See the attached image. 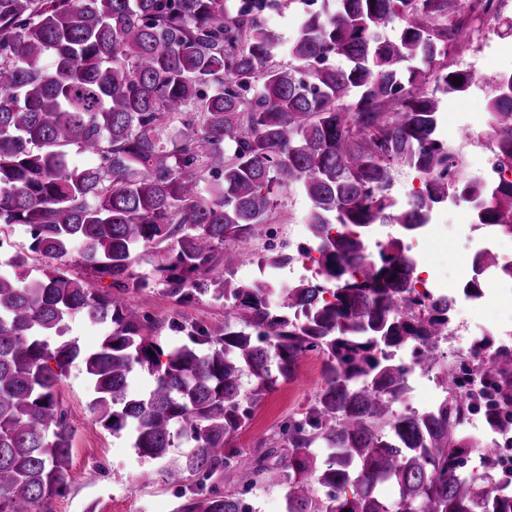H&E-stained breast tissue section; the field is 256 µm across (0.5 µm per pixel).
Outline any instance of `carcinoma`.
<instances>
[{"instance_id":"carcinoma-1","label":"carcinoma","mask_w":512,"mask_h":512,"mask_svg":"<svg viewBox=\"0 0 512 512\" xmlns=\"http://www.w3.org/2000/svg\"><path fill=\"white\" fill-rule=\"evenodd\" d=\"M228 2L0 0V227L27 225L39 261H0V512H52L67 489L74 415L58 381L76 360L89 410L114 434L132 424L139 456L165 462L193 442L164 469L188 480L179 512H252L257 483L285 486L284 512H512V470L495 452L482 454L483 484L460 473L468 411L512 432V346L473 400L458 393L463 365L431 410L397 413L406 366L389 350L436 366L448 311L411 312L421 300L400 292L415 264L401 238L369 257L374 225L416 233L449 201L512 232V74L487 107L495 176L450 185L441 97L471 82L444 63L471 34L458 0H322L285 47L261 20L265 0ZM390 26L397 36L381 37ZM400 166L423 178L404 203L391 194ZM291 190L309 205L316 276L280 285L293 260L280 251L237 280L241 244ZM77 244V263L110 288L63 267ZM147 290L178 305L207 297L224 323L155 320L126 299ZM77 313L109 328L92 351L64 339ZM166 328L184 335L167 354ZM309 352L323 386L244 454L239 432ZM137 367L154 377L141 396L128 389ZM388 482L393 503L378 492Z\"/></svg>"}]
</instances>
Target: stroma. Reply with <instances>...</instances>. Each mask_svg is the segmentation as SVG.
Returning <instances> with one entry per match:
<instances>
[{
	"label": "stroma",
	"mask_w": 512,
	"mask_h": 512,
	"mask_svg": "<svg viewBox=\"0 0 512 512\" xmlns=\"http://www.w3.org/2000/svg\"><path fill=\"white\" fill-rule=\"evenodd\" d=\"M474 25L490 28L494 35L485 47L468 41L448 51L449 69L471 73L473 80L466 92L441 102L445 120L439 136L444 140L458 136L464 125L477 134L485 130L487 91L495 87L501 73L512 71V4L504 14L489 21L475 20ZM307 212V201L300 193L290 191L281 197L271 221L279 228L281 242L290 248L309 242L299 232L300 224L307 221ZM432 221L444 225V237L436 251L418 249L417 269L456 281L466 269L471 247L481 244L484 232L474 229L465 203L454 208L440 206ZM129 300L157 318L212 322L224 319L223 308L205 300L179 307L158 292L133 294ZM322 377L320 356L312 353L303 358L295 378L278 385L254 411L235 441L237 448L255 453L259 439L271 437L284 421L304 412ZM58 390L76 419L68 488L63 496L54 499L53 512H177L182 503L181 483L165 476L162 463L139 457L131 431L112 434L89 412L91 388L81 363L70 366L61 377Z\"/></svg>",
	"instance_id": "obj_1"
}]
</instances>
